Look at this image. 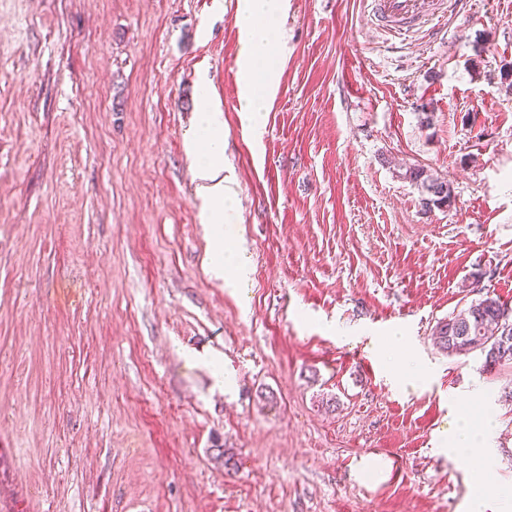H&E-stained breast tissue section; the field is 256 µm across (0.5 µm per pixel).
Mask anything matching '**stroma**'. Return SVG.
I'll use <instances>...</instances> for the list:
<instances>
[{
	"label": "stroma",
	"mask_w": 512,
	"mask_h": 512,
	"mask_svg": "<svg viewBox=\"0 0 512 512\" xmlns=\"http://www.w3.org/2000/svg\"><path fill=\"white\" fill-rule=\"evenodd\" d=\"M237 4L0 0V512H467L471 469L438 448L479 410L512 512V373L433 336L512 308V0L406 40L366 0H284L256 132ZM205 103L244 285L211 271ZM405 178L420 185L423 190L432 196L425 199L426 205L451 204V190L447 181L434 177L428 174L426 170L419 167H410L407 169ZM384 367L402 386L424 387L429 381V375L420 365L396 366L388 362H383Z\"/></svg>",
	"instance_id": "1"
}]
</instances>
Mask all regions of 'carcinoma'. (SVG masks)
Wrapping results in <instances>:
<instances>
[{
	"mask_svg": "<svg viewBox=\"0 0 512 512\" xmlns=\"http://www.w3.org/2000/svg\"><path fill=\"white\" fill-rule=\"evenodd\" d=\"M405 178L421 186L430 198L426 204H451V190L441 180L419 167L407 169ZM512 310L499 299L485 296L474 300L438 322L436 340L450 356H467L473 351L485 354L484 367L512 366Z\"/></svg>",
	"mask_w": 512,
	"mask_h": 512,
	"instance_id": "cac0c4a2",
	"label": "carcinoma"
}]
</instances>
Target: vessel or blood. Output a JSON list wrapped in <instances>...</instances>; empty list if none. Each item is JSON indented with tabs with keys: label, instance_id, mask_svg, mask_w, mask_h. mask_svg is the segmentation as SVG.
Returning a JSON list of instances; mask_svg holds the SVG:
<instances>
[{
	"label": "vessel or blood",
	"instance_id": "obj_1",
	"mask_svg": "<svg viewBox=\"0 0 512 512\" xmlns=\"http://www.w3.org/2000/svg\"><path fill=\"white\" fill-rule=\"evenodd\" d=\"M377 27L406 36L460 9V0H368Z\"/></svg>",
	"mask_w": 512,
	"mask_h": 512
}]
</instances>
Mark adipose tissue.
Returning <instances> with one entry per match:
<instances>
[{"label":"adipose tissue","instance_id":"ef3b65f1","mask_svg":"<svg viewBox=\"0 0 512 512\" xmlns=\"http://www.w3.org/2000/svg\"><path fill=\"white\" fill-rule=\"evenodd\" d=\"M283 0H239L241 52L238 59L240 76L239 109L245 112L254 125L263 122V93L273 87L277 73L272 59L277 50V38L268 23L282 8ZM199 127L207 141V151L197 162L199 177L210 184L211 208L209 220L214 226V241L217 247L213 267L219 272L231 273L239 281L247 280L249 267L239 258H228L224 245V213L230 200L219 178L220 162L224 154V126L219 112L203 108L199 116ZM490 431L488 416L466 413L457 417L444 436L442 445L449 457L466 459L484 464L490 458L487 441Z\"/></svg>","mask_w":512,"mask_h":512}]
</instances>
